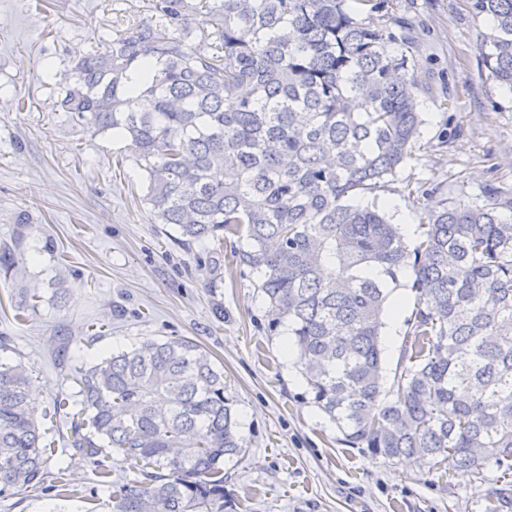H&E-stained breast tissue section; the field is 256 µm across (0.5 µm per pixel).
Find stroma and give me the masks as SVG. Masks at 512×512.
<instances>
[{
	"label": "stroma",
	"mask_w": 512,
	"mask_h": 512,
	"mask_svg": "<svg viewBox=\"0 0 512 512\" xmlns=\"http://www.w3.org/2000/svg\"><path fill=\"white\" fill-rule=\"evenodd\" d=\"M150 0H0V249L15 267L0 277V360L22 362L35 390L34 414L54 452L43 487L0 496V512H110L96 469L70 446L71 423L54 412L72 396L75 369L152 338H188L224 371L244 455L225 461L232 512H486L501 470L482 476L435 472L413 459L388 461L350 447L312 402L285 331L270 332L258 278L231 253L184 246L143 201L127 143L55 109L54 67L127 29L155 20ZM414 25L417 60L433 94L420 97V136L393 181L365 204L399 224L415 246L424 204L409 189L444 185L451 198L483 201L489 186L512 190V90L481 73L486 19L469 0H393ZM124 162H117V154ZM224 277L212 280V264ZM415 310L410 288L394 290L383 339L395 370ZM69 467L74 495L53 485Z\"/></svg>",
	"instance_id": "35a3bbf8"
}]
</instances>
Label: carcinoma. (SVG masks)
<instances>
[{
  "instance_id": "carcinoma-1",
  "label": "carcinoma",
  "mask_w": 512,
  "mask_h": 512,
  "mask_svg": "<svg viewBox=\"0 0 512 512\" xmlns=\"http://www.w3.org/2000/svg\"><path fill=\"white\" fill-rule=\"evenodd\" d=\"M487 77L512 90V0H471ZM159 19L78 60L57 111L129 142L145 204L182 241L259 278L313 403L353 448L432 470L512 468V193L428 201L418 243L355 200L385 186L422 124L425 76L393 0H151ZM207 48L188 40L194 30ZM411 273L410 344L385 391L389 289ZM73 448L112 512H224L244 452L224 373L187 339H145L75 371ZM25 366L0 362V495L45 480ZM132 461L117 485L99 457Z\"/></svg>"
}]
</instances>
